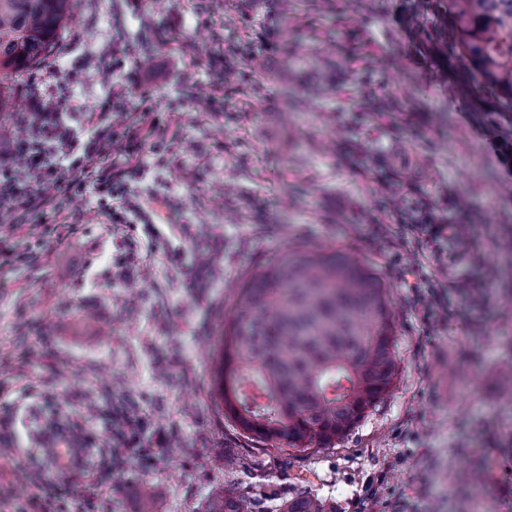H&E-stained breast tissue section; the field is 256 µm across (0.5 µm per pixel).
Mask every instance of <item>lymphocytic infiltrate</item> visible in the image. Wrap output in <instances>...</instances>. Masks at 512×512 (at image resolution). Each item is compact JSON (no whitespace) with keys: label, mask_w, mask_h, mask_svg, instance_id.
Listing matches in <instances>:
<instances>
[{"label":"lymphocytic infiltrate","mask_w":512,"mask_h":512,"mask_svg":"<svg viewBox=\"0 0 512 512\" xmlns=\"http://www.w3.org/2000/svg\"><path fill=\"white\" fill-rule=\"evenodd\" d=\"M128 54L122 42L108 47L112 70L121 74L123 84L100 99L93 111L76 104L66 116L59 112L56 100L45 95L34 97L31 111L12 113V123L24 127L25 134L0 151V211L20 221L29 213L56 208L61 195L88 184L104 204L109 223L129 229L141 224L153 231L166 201L151 207L127 196L128 180L141 172L133 162L142 146L138 125L133 122L117 132L106 123L111 112L124 107L129 90L141 83L138 70L126 67ZM116 142L121 145L122 168L98 170V161L111 153ZM406 230L410 244L429 250L441 265L448 261L449 239L463 233L462 225L447 223L429 204L421 206ZM35 482L43 492L33 502L38 512H79L83 497L64 475L51 479L39 473Z\"/></svg>","instance_id":"1"}]
</instances>
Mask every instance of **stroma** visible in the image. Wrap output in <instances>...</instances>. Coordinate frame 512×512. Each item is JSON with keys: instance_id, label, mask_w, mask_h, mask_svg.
<instances>
[{"instance_id": "35a3bbf8", "label": "stroma", "mask_w": 512, "mask_h": 512, "mask_svg": "<svg viewBox=\"0 0 512 512\" xmlns=\"http://www.w3.org/2000/svg\"><path fill=\"white\" fill-rule=\"evenodd\" d=\"M115 36L144 76L129 106L149 97L158 133L180 137L164 170L143 145L129 195L167 197L172 222L137 230L132 266L105 279L113 232L89 190L31 216L86 229L0 277V404L27 395L17 446L40 447L49 411L86 427L133 413L146 448L165 435L147 468L93 451L94 512H205L224 493L277 512L304 488L334 512H512V177L491 146L512 142V111L455 49L448 0H143L135 14L78 0L54 52L13 83L19 111L39 92L87 107L111 93L99 48ZM417 200L468 228L447 266L401 245ZM295 249L350 253L381 282L398 373L344 439L280 452L225 417L212 358L246 276ZM419 271L457 312L432 333ZM35 492L0 454V512H32Z\"/></svg>"}]
</instances>
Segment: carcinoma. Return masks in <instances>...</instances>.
<instances>
[{
    "label": "carcinoma",
    "instance_id": "obj_1",
    "mask_svg": "<svg viewBox=\"0 0 512 512\" xmlns=\"http://www.w3.org/2000/svg\"><path fill=\"white\" fill-rule=\"evenodd\" d=\"M453 40L472 76L512 109V0H451ZM76 0H0V118L14 78L39 65L74 18ZM398 367L385 289L346 252H289L240 287L214 369L224 414L292 449L343 439L391 389ZM207 512H264L246 495ZM281 512H332L306 490Z\"/></svg>",
    "mask_w": 512,
    "mask_h": 512
}]
</instances>
